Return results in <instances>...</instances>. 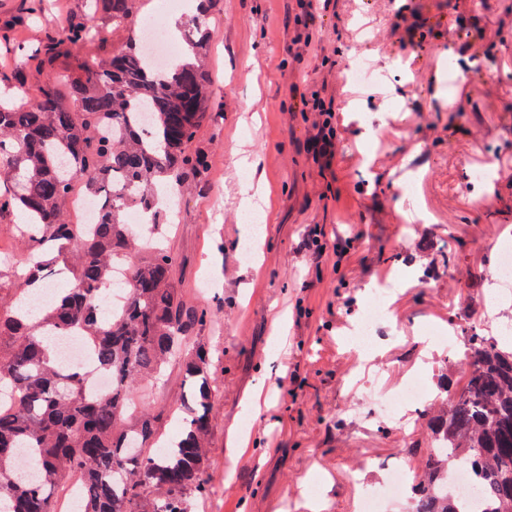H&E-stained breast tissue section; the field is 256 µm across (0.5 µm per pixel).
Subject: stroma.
<instances>
[{
	"label": "stroma",
	"instance_id": "obj_1",
	"mask_svg": "<svg viewBox=\"0 0 512 512\" xmlns=\"http://www.w3.org/2000/svg\"><path fill=\"white\" fill-rule=\"evenodd\" d=\"M413 4L439 26L420 50L388 39L395 0H312L319 21L298 54L297 0H218L211 12L216 116L192 144L208 166L166 203L175 286L214 312L201 333L212 350V448L207 491L191 512H351L357 449L380 460L402 454L414 426L396 423L379 437L344 400L428 375L442 352L420 338L447 335L453 314L470 312L486 335L501 331L483 288L445 273L421 283L394 256L425 225L486 281L499 242L512 238V0ZM28 5L0 0V65L85 11V0H45L37 16ZM458 14L485 30L473 48L454 33ZM353 61L373 70L371 81L343 77ZM324 88L339 117L329 168L308 146L315 112L297 106L300 94ZM247 154L256 161L248 181L237 166ZM478 170L488 182L473 180ZM247 186L267 207L245 263ZM310 224L331 243L361 240L339 267L307 268L297 251ZM386 283L394 337L368 353L350 343V326L369 290ZM339 415L340 431L331 426Z\"/></svg>",
	"mask_w": 512,
	"mask_h": 512
}]
</instances>
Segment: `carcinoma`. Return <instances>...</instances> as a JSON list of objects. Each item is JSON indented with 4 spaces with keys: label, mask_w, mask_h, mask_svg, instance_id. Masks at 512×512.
<instances>
[{
    "label": "carcinoma",
    "mask_w": 512,
    "mask_h": 512,
    "mask_svg": "<svg viewBox=\"0 0 512 512\" xmlns=\"http://www.w3.org/2000/svg\"><path fill=\"white\" fill-rule=\"evenodd\" d=\"M138 4L89 0L87 15L70 19L43 47L15 48L48 74L32 103L0 104V219L25 217L19 229L31 258L12 270V299L0 300V385L9 400L0 407V512H56V491L72 477L84 487L82 512H190L191 498L206 491L212 356L198 333L212 313L187 305L174 287L159 190L207 165L204 153L189 152L213 94L207 8L180 28L185 49L169 67L152 66L135 38L106 57H80L68 73L53 70L56 59L105 40L99 15L131 26ZM78 177L99 207L88 234L68 217ZM131 209L146 223H127ZM119 255L132 261L129 312L108 322L100 301ZM407 262L426 281L440 265L459 269L440 244ZM58 273L71 288L35 314L17 307L28 286ZM71 329L92 340L96 368L112 376V388L94 398L85 395V374L64 369L44 346L50 331ZM463 341L472 352L468 371L458 379L450 361H439L440 387L409 448L419 490L412 512H427L429 503L432 512H466L442 497L454 464L483 482L486 512H512V342L473 326ZM174 364L187 387L183 417L158 452L160 415L134 408L133 394ZM21 449L37 457L32 479L18 471Z\"/></svg>",
    "instance_id": "obj_1"
}]
</instances>
